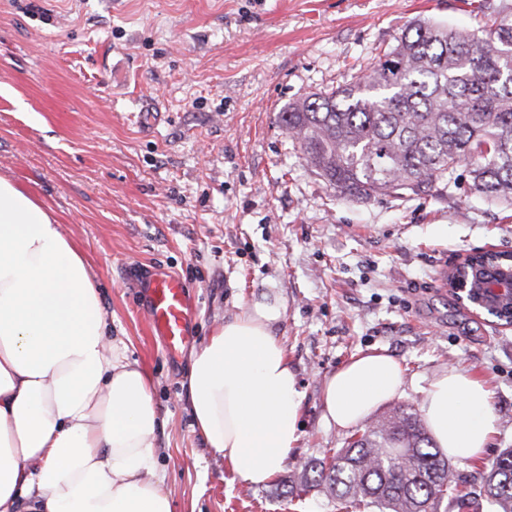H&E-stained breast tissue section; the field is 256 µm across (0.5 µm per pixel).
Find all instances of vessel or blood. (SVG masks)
<instances>
[{
  "label": "vessel or blood",
  "instance_id": "obj_1",
  "mask_svg": "<svg viewBox=\"0 0 512 512\" xmlns=\"http://www.w3.org/2000/svg\"><path fill=\"white\" fill-rule=\"evenodd\" d=\"M149 298L148 318L168 350L180 349L190 334L196 308L187 284L179 277L157 271L145 282Z\"/></svg>",
  "mask_w": 512,
  "mask_h": 512
}]
</instances>
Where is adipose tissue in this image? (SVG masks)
<instances>
[{"instance_id": "1", "label": "adipose tissue", "mask_w": 512, "mask_h": 512, "mask_svg": "<svg viewBox=\"0 0 512 512\" xmlns=\"http://www.w3.org/2000/svg\"><path fill=\"white\" fill-rule=\"evenodd\" d=\"M98 289L52 213L0 175V512H171L151 378L109 341ZM283 312L280 298L253 302L190 355L195 425L251 486L270 482L300 439L302 394L276 336ZM402 385L395 358L362 352L325 379L324 417L355 426ZM422 413L445 455L485 456L495 416L480 379L444 370Z\"/></svg>"}]
</instances>
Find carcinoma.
I'll use <instances>...</instances> for the list:
<instances>
[{
    "mask_svg": "<svg viewBox=\"0 0 512 512\" xmlns=\"http://www.w3.org/2000/svg\"><path fill=\"white\" fill-rule=\"evenodd\" d=\"M316 174L343 196L415 195L467 164L472 188L512 206V18L481 34L431 20L406 26L367 72L279 112ZM317 484L379 512H512V448L459 477L416 411L399 406L309 465ZM307 474L300 486L310 487Z\"/></svg>",
    "mask_w": 512,
    "mask_h": 512,
    "instance_id": "carcinoma-1",
    "label": "carcinoma"
}]
</instances>
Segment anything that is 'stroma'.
<instances>
[{"label":"stroma","instance_id":"stroma-1","mask_svg":"<svg viewBox=\"0 0 512 512\" xmlns=\"http://www.w3.org/2000/svg\"><path fill=\"white\" fill-rule=\"evenodd\" d=\"M512 0H0V175L77 241L112 338L152 376L159 465L172 512H378L305 465L343 447L323 383L353 355L386 349L420 408L454 367L488 384L512 448V327L461 305L442 273L467 252H512V207L456 185L368 200L337 195L278 120L288 103L365 72L425 18L470 32ZM192 287L188 346L168 353L140 283L155 270ZM302 392L301 438L267 485L233 479L194 426L189 358L212 327L262 296ZM484 459V460H485Z\"/></svg>","mask_w":512,"mask_h":512}]
</instances>
